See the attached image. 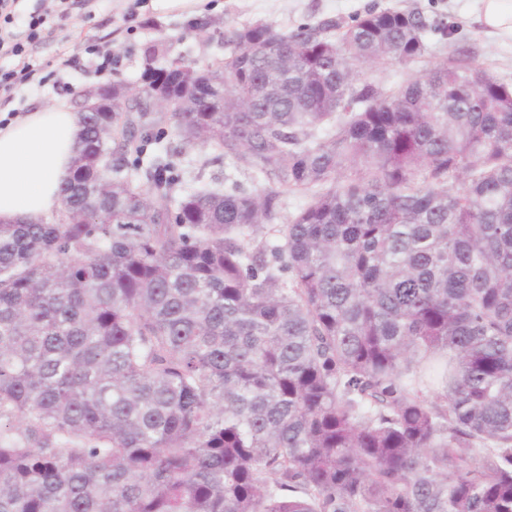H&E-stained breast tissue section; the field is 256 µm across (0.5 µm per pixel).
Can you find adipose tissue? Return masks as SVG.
<instances>
[{"label":"adipose tissue","instance_id":"adipose-tissue-1","mask_svg":"<svg viewBox=\"0 0 512 512\" xmlns=\"http://www.w3.org/2000/svg\"><path fill=\"white\" fill-rule=\"evenodd\" d=\"M79 130L63 101L0 124V224L37 223L59 208Z\"/></svg>","mask_w":512,"mask_h":512}]
</instances>
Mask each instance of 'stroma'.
I'll list each match as a JSON object with an SVG mask.
<instances>
[{
    "label": "stroma",
    "mask_w": 512,
    "mask_h": 512,
    "mask_svg": "<svg viewBox=\"0 0 512 512\" xmlns=\"http://www.w3.org/2000/svg\"><path fill=\"white\" fill-rule=\"evenodd\" d=\"M418 8L428 25V53L412 65L393 66L371 73L385 87L401 84L441 63L449 43L439 24L455 26L453 44L469 50L493 74L512 80V38L488 35L477 17L475 0H198L194 13L162 11L152 0H93L56 21L51 35L32 44L31 55L45 83L20 86L0 115H21L56 101L80 110L83 94L99 86L137 81L143 52L161 43L169 55H183L196 66H206L222 56L219 37L231 25L263 20L282 28L327 18H345L369 8ZM111 57L109 70H98L103 57Z\"/></svg>",
    "instance_id": "35a3bbf8"
}]
</instances>
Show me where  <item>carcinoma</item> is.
Returning a JSON list of instances; mask_svg holds the SVG:
<instances>
[{
    "label": "carcinoma",
    "instance_id": "obj_1",
    "mask_svg": "<svg viewBox=\"0 0 512 512\" xmlns=\"http://www.w3.org/2000/svg\"><path fill=\"white\" fill-rule=\"evenodd\" d=\"M426 29L233 26L166 62L219 111L80 113L55 222L0 224V512H512V82L362 79ZM169 142V145L172 147H183L181 142L174 136L170 138ZM182 151L185 152V156H183V158L180 160L179 167L183 168L184 170V180L187 186L193 183V177L205 161L209 162L205 169V176L207 178L212 177L217 178L220 181H224L225 172H231L227 163L224 161V157L218 161L212 160L214 153L211 147L196 145L191 147H183Z\"/></svg>",
    "mask_w": 512,
    "mask_h": 512
}]
</instances>
